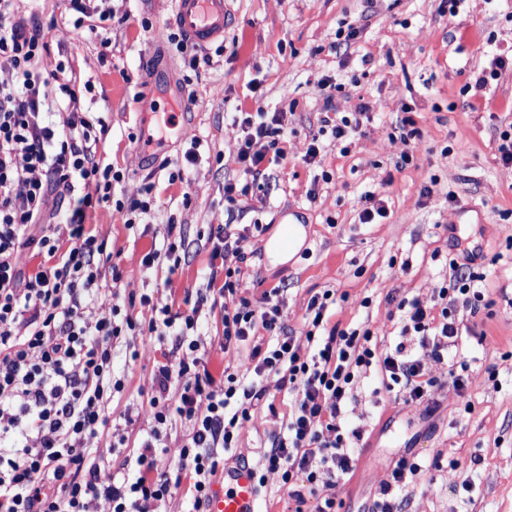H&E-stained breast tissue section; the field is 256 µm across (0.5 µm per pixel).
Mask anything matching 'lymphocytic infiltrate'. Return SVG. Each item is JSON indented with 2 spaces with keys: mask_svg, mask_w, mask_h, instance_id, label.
Returning <instances> with one entry per match:
<instances>
[{
  "mask_svg": "<svg viewBox=\"0 0 512 512\" xmlns=\"http://www.w3.org/2000/svg\"><path fill=\"white\" fill-rule=\"evenodd\" d=\"M12 3L0 0V434L16 433L20 445L0 448V512H97L102 500L111 512H160L185 473L192 479L191 512H201L224 468L223 452L235 447L250 407L265 396L258 379L270 376L294 402L254 467L256 481L280 473L297 505L311 496L314 512H336L335 499L320 496L316 484L355 469L361 433L341 421L359 379L373 370L403 402L424 400L434 380L417 351L443 361L462 334L459 311L484 316V274L450 259L433 303L399 299V341L382 353L370 329L330 324L335 290L313 295L307 305L310 348L304 351L286 331L280 289L248 298L241 234L215 224L206 285L197 289L193 305L182 311L156 306L157 318L140 328L114 304L121 272L85 224L93 200L111 196L112 168L95 159L98 136L86 113H69L60 132L46 124L42 107L49 95L58 90L73 102L77 93L56 72L39 69L49 43L40 29L15 19ZM325 101L328 114L319 132L339 144L359 133L370 115L369 103L362 102L352 117L336 120L333 95ZM231 127L241 134L235 161L244 173L256 176L263 163L285 161L281 113L235 112ZM59 197L68 201L64 220L44 223ZM26 251L41 258L29 272L19 261ZM207 305L224 312L220 350L252 347L242 374L225 372L220 389L199 355L202 341L193 336ZM261 331L268 337L263 345L255 341ZM134 334L145 347L173 337L183 356L154 367V424L135 458L137 476L129 481L86 462L96 454L87 442L101 428L111 427L114 444L125 441L120 426L110 425L106 405L116 388L114 349ZM176 425L185 428V442L178 463L167 466L158 450ZM422 469L418 460L400 458L370 512H400L398 491Z\"/></svg>",
  "mask_w": 512,
  "mask_h": 512,
  "instance_id": "1",
  "label": "lymphocytic infiltrate"
}]
</instances>
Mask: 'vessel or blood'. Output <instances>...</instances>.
Wrapping results in <instances>:
<instances>
[{"label": "vessel or blood", "instance_id": "1", "mask_svg": "<svg viewBox=\"0 0 512 512\" xmlns=\"http://www.w3.org/2000/svg\"><path fill=\"white\" fill-rule=\"evenodd\" d=\"M229 0H174L170 24L184 38L205 47L223 38L228 23ZM205 512H259L253 469L247 465L225 468L221 483L215 484L206 501Z\"/></svg>", "mask_w": 512, "mask_h": 512}]
</instances>
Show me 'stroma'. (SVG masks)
I'll return each mask as SVG.
<instances>
[{"instance_id": "1", "label": "stroma", "mask_w": 512, "mask_h": 512, "mask_svg": "<svg viewBox=\"0 0 512 512\" xmlns=\"http://www.w3.org/2000/svg\"><path fill=\"white\" fill-rule=\"evenodd\" d=\"M66 5L17 0V16L47 30L50 53L40 68L61 69L79 91L81 110L104 126L95 158L121 179L110 201L89 208L86 224L116 254L120 305L144 325L151 308L130 298L150 294L182 308L205 282L211 225L231 220L253 227L239 242L254 257L250 298L282 286L286 330L299 346L307 344L310 297L332 289L335 320L369 327L383 351L395 343L399 317L388 293L432 302L450 257H476L495 306L485 341L465 335L459 342L457 355L470 365L471 411L451 386L449 363H426L435 381L429 406L403 403L367 375L346 413L363 434L356 470L319 493L335 498L339 512H368L396 461L414 456L428 468L401 491L406 512H512V306L499 294L512 284V167L497 160L494 138L512 123V70L477 83L494 57L512 56V0H461L453 16L446 0H233L223 50L208 46L209 62L195 70L141 26L164 27L172 0H92L101 22L76 35ZM348 26L357 28L356 39H338L337 29ZM327 81L337 86L339 116L362 99L372 108L345 153L318 134ZM275 111L283 114L287 161L249 179L234 162L239 135L228 115ZM407 116L421 138L415 164L400 169L406 146L397 128ZM146 134L158 146L144 158L137 146ZM314 137L320 153L308 163ZM195 143L198 159L186 163ZM173 172L180 181L170 182ZM229 181L251 186L244 210L233 215L224 199ZM149 182L157 203L150 225H124L117 202L139 196ZM427 184L428 199L421 195ZM368 191L386 201L382 223L359 220V198ZM288 213L306 227V241L293 260L274 265L265 243ZM171 221L182 228L185 257L173 271L164 263L142 268ZM259 224L265 232H256ZM164 355L175 362L182 353L168 341L158 350L114 352L112 372L123 389L112 395L110 417L119 423L129 414L134 423L122 448L111 449L106 433L88 445L117 476H132L130 461L153 424L151 379ZM262 385L266 401L238 430L233 456L241 461L255 460L288 419V393L272 376Z\"/></svg>"}]
</instances>
